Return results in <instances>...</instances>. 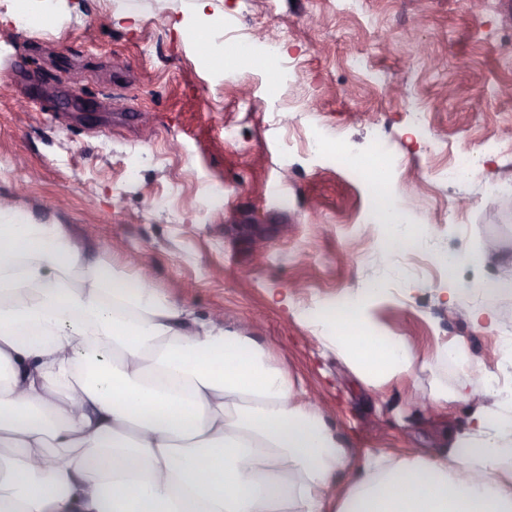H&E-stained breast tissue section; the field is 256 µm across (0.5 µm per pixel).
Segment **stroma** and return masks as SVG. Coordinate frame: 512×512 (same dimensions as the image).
<instances>
[{
	"mask_svg": "<svg viewBox=\"0 0 512 512\" xmlns=\"http://www.w3.org/2000/svg\"><path fill=\"white\" fill-rule=\"evenodd\" d=\"M54 5L49 22L20 26L19 8L40 0H0V203L65 225L101 264L270 349L347 447L399 461L468 438L471 414L500 401L487 381L512 338V297L495 326L469 317L486 278L512 290V195L485 191L512 180V0H210L205 22L193 0ZM208 22L227 44L283 55L272 70L209 69L186 34ZM407 101L445 152L414 135ZM312 126L348 166L385 147L417 246L382 249L387 225L365 217L373 188L308 154ZM462 150L481 173L448 182L440 171ZM217 188L223 201L206 207ZM476 251L487 259L468 274L473 298L449 302L442 256ZM375 277L377 329L417 357L378 387L309 316ZM447 347L459 360L440 358ZM461 383L468 401L421 413Z\"/></svg>",
	"mask_w": 512,
	"mask_h": 512,
	"instance_id": "1",
	"label": "stroma"
}]
</instances>
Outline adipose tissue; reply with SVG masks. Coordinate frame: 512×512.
I'll use <instances>...</instances> for the list:
<instances>
[{"label": "adipose tissue", "mask_w": 512, "mask_h": 512, "mask_svg": "<svg viewBox=\"0 0 512 512\" xmlns=\"http://www.w3.org/2000/svg\"><path fill=\"white\" fill-rule=\"evenodd\" d=\"M360 289L321 327L381 385L416 357ZM512 403L405 462L345 447L270 351L0 209V512H512Z\"/></svg>", "instance_id": "obj_1"}]
</instances>
